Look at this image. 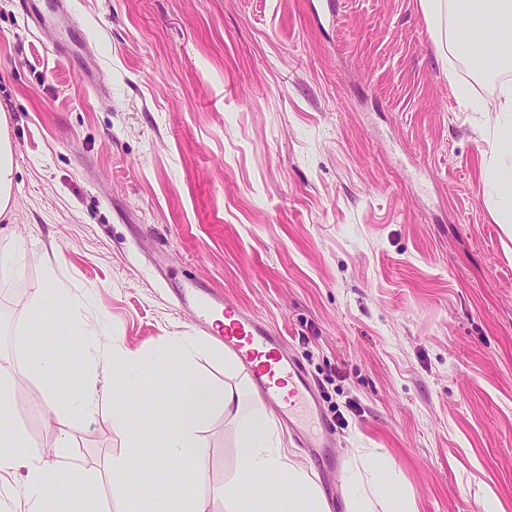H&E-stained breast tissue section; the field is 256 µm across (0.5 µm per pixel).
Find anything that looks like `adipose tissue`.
Masks as SVG:
<instances>
[{"instance_id": "adipose-tissue-1", "label": "adipose tissue", "mask_w": 512, "mask_h": 512, "mask_svg": "<svg viewBox=\"0 0 512 512\" xmlns=\"http://www.w3.org/2000/svg\"><path fill=\"white\" fill-rule=\"evenodd\" d=\"M420 8L441 57L512 60V0H420ZM464 16L473 25L496 30L497 44L483 47L462 35L457 21ZM492 112L484 131L489 151L483 180L495 201L497 223L512 224L511 83L501 84ZM42 293L41 316L58 326L65 341L55 349H30L29 361L45 384L40 394L42 405L56 411L61 407L54 390L59 369L87 331L81 325L79 306L63 283L47 277ZM194 351V342L177 338L166 351L120 354V363L111 368L104 386L85 384L83 405L90 408L99 401H109L113 428L126 433L136 445L147 435L131 423L119 394L136 391L162 397L169 430L159 445L160 453L167 460H187L202 487L208 484L210 457L199 432L214 409H223L238 419L240 458L237 478L224 487L225 512H328L325 497L310 473L287 461L274 417L263 411L241 416L239 390L214 385L195 372ZM173 353L179 358L178 372L160 376V369ZM14 387L12 379L0 377V473L24 470L23 491L30 502L29 512H48V494L66 489L80 504L94 503L99 497L100 479L93 470L78 462L48 461L26 452V438L13 418ZM355 457L364 466L349 470L343 479L346 512H414L411 500L399 491L401 477L392 465L369 448L357 449Z\"/></svg>"}]
</instances>
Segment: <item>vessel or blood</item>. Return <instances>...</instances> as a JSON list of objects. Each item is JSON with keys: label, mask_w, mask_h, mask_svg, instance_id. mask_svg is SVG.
<instances>
[{"label": "vessel or blood", "mask_w": 512, "mask_h": 512, "mask_svg": "<svg viewBox=\"0 0 512 512\" xmlns=\"http://www.w3.org/2000/svg\"><path fill=\"white\" fill-rule=\"evenodd\" d=\"M177 297L182 305L193 309L199 322L209 324L216 317L227 318L221 336L225 347L251 370L256 387L288 422L300 445L330 455L328 440L311 428L320 410L318 398L302 366L285 352L278 333L262 319L195 282L178 288Z\"/></svg>", "instance_id": "vessel-or-blood-1"}]
</instances>
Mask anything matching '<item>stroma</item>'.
Wrapping results in <instances>:
<instances>
[{"label":"stroma","instance_id":"obj_1","mask_svg":"<svg viewBox=\"0 0 512 512\" xmlns=\"http://www.w3.org/2000/svg\"><path fill=\"white\" fill-rule=\"evenodd\" d=\"M69 39L0 0V111L14 150V209L0 244L27 255L0 273V374L21 377L16 423L31 453L72 455L101 477L100 512H135L112 492L113 460L161 512L190 469L157 464L162 401L128 405L151 435L130 449L106 411L85 412L62 373L66 417L37 405L26 348L48 272L101 337L76 360L103 384L111 349L177 336L194 366L269 409L250 371L179 310L197 281L265 320L316 386L340 467L285 435L343 512L342 469L373 448L416 512H512V234L491 216L481 174L486 80L440 56L417 0H55ZM344 422H337V415ZM205 512H224L237 421L215 410Z\"/></svg>","mask_w":512,"mask_h":512}]
</instances>
